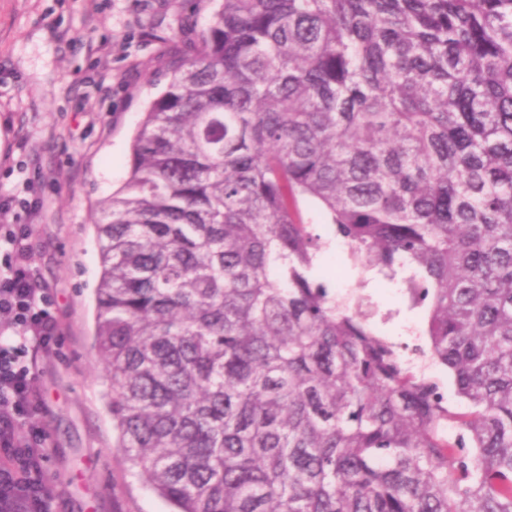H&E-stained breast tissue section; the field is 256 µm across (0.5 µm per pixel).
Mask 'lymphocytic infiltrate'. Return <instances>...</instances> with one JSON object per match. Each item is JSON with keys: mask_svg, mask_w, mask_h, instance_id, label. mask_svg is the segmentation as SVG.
Listing matches in <instances>:
<instances>
[{"mask_svg": "<svg viewBox=\"0 0 512 512\" xmlns=\"http://www.w3.org/2000/svg\"><path fill=\"white\" fill-rule=\"evenodd\" d=\"M4 242L14 261L0 269V327L15 333L0 336V512H52L53 487L40 468L49 450L25 419L39 402L27 342L46 343L56 324L45 309L26 233H9Z\"/></svg>", "mask_w": 512, "mask_h": 512, "instance_id": "lymphocytic-infiltrate-1", "label": "lymphocytic infiltrate"}]
</instances>
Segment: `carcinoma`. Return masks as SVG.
<instances>
[{"label": "carcinoma", "instance_id": "carcinoma-1", "mask_svg": "<svg viewBox=\"0 0 512 512\" xmlns=\"http://www.w3.org/2000/svg\"><path fill=\"white\" fill-rule=\"evenodd\" d=\"M92 224L116 448L171 512H512V0H221ZM362 292L370 294L382 311L389 309L398 311L390 322L384 325L379 324V328L391 342L396 344L411 342L415 339L416 344L411 347L405 344L406 348L402 350V353L406 351L408 359L413 361V356L417 354L419 345L425 348L426 344L425 336H415L416 329L421 325L420 316L406 308L401 302L396 288H384L374 281L369 282L367 288H363Z\"/></svg>", "mask_w": 512, "mask_h": 512}]
</instances>
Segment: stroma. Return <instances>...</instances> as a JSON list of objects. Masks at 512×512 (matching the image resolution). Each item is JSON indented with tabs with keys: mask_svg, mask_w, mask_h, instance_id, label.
I'll return each instance as SVG.
<instances>
[{
	"mask_svg": "<svg viewBox=\"0 0 512 512\" xmlns=\"http://www.w3.org/2000/svg\"><path fill=\"white\" fill-rule=\"evenodd\" d=\"M215 0H0V237L26 226L58 330L31 343L46 434L40 463L56 512H169L132 482L114 446L94 338L100 257L90 219L129 178L132 137L176 55L209 24ZM393 343L421 319L393 288H366Z\"/></svg>",
	"mask_w": 512,
	"mask_h": 512,
	"instance_id": "1",
	"label": "stroma"
}]
</instances>
